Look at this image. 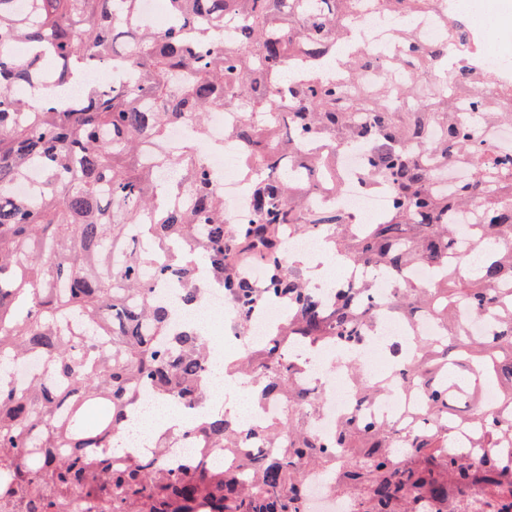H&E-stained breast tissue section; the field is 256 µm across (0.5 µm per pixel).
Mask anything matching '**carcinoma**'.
<instances>
[{"label": "carcinoma", "instance_id": "obj_1", "mask_svg": "<svg viewBox=\"0 0 512 512\" xmlns=\"http://www.w3.org/2000/svg\"><path fill=\"white\" fill-rule=\"evenodd\" d=\"M359 0H167L173 24H140V0H30L24 15L0 0V512H67L64 497L82 492L95 512H305L308 471L321 472L352 504L349 512H512V151L482 131L512 126V83L461 66L453 81L416 94L417 81L440 68L448 45L477 44L465 14L445 17L447 39L421 48L409 20L434 0H376L403 20L401 83L362 88L379 66L354 41L336 58V38L353 41ZM237 30L224 43V26ZM328 62L341 84L292 70ZM124 61L135 80L89 82L95 67ZM50 70L79 87L71 106L22 93ZM239 122L224 143L247 151L246 188L255 220L224 222V194L195 145L167 140L186 120L206 136L208 114ZM362 155L361 185L390 192L375 224L351 223L334 207L310 205L340 189L336 155ZM41 167L36 200L12 185ZM454 164L466 176L443 189L434 180ZM476 207L469 242L482 248L468 277L467 253L449 217ZM319 233L350 266H367L395 284L389 311L408 319L424 309L438 336H409L394 350L407 357L378 379L358 377L356 404L392 388L423 391L425 424L339 421L325 440L302 412L314 396L296 379L303 356L360 347L379 316L370 284L335 291L324 305L300 263L284 255L286 234ZM265 271L263 285L237 271L245 254ZM428 269L423 282L409 279ZM240 320L267 303L288 308L278 327L234 372L259 403L277 398L284 414L260 425L285 440L275 455L237 445L239 420L210 410L208 348L182 308L203 303L200 272ZM176 279L181 303L157 299L152 281ZM495 317L491 335H474L456 316ZM29 355L44 358L53 379L14 384L9 373ZM500 390L493 407L480 392ZM148 386L158 399L204 406L192 424L199 449L235 458H192L172 474L162 453L172 434L145 456L117 445L130 406Z\"/></svg>", "mask_w": 512, "mask_h": 512}]
</instances>
